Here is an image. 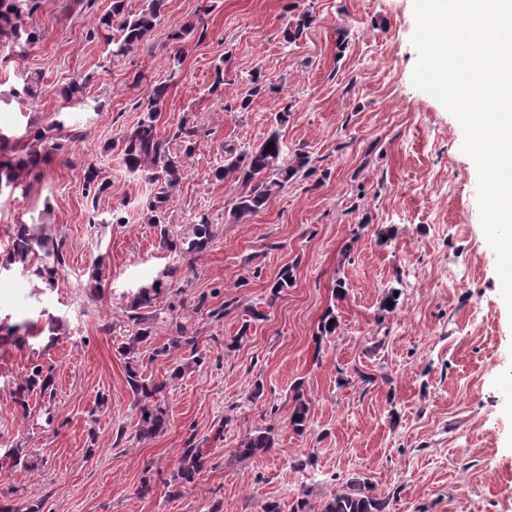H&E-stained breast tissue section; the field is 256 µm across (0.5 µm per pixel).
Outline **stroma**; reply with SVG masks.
Wrapping results in <instances>:
<instances>
[{
	"mask_svg": "<svg viewBox=\"0 0 512 512\" xmlns=\"http://www.w3.org/2000/svg\"><path fill=\"white\" fill-rule=\"evenodd\" d=\"M18 7L39 40L0 39V154L37 130L53 149L0 191V506L322 512L357 479L384 512H512V312L462 128L411 81L413 0H164L121 57L99 23L112 0ZM75 80L84 96L65 101ZM160 82L157 133L184 166L156 226L145 204L159 186L128 170L122 143ZM274 130L285 162L309 163L238 222L242 186L215 175L224 148ZM91 165L106 185L94 197ZM203 215V253L162 245L161 230L182 238ZM21 224L62 244L54 285L6 266ZM138 316V370L161 385L168 421L147 438L123 354ZM180 327L194 347L172 346ZM36 364L52 385L20 399ZM268 427V452L238 455ZM190 446L204 467L171 495Z\"/></svg>",
	"mask_w": 512,
	"mask_h": 512,
	"instance_id": "obj_1",
	"label": "stroma"
}]
</instances>
